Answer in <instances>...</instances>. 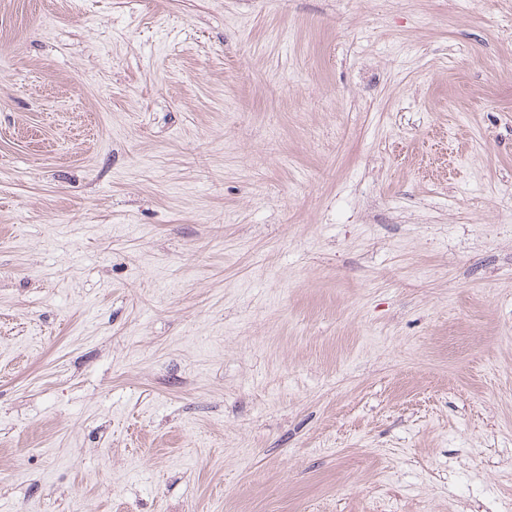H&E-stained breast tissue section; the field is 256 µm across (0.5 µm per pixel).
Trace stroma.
Listing matches in <instances>:
<instances>
[{"mask_svg": "<svg viewBox=\"0 0 512 512\" xmlns=\"http://www.w3.org/2000/svg\"><path fill=\"white\" fill-rule=\"evenodd\" d=\"M0 512H512V0H0Z\"/></svg>", "mask_w": 512, "mask_h": 512, "instance_id": "obj_1", "label": "stroma"}]
</instances>
